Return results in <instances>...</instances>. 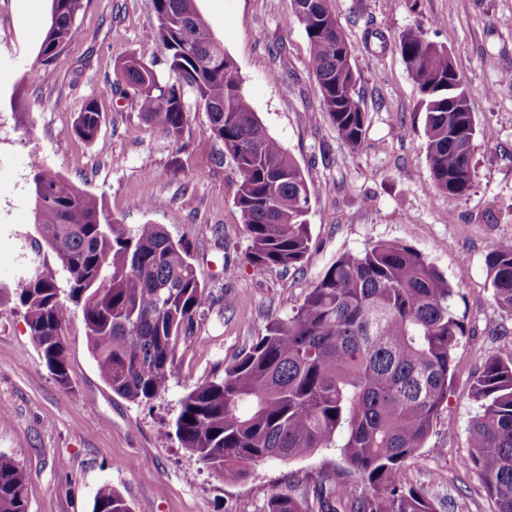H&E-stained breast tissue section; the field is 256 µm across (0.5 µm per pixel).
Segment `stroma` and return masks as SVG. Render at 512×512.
<instances>
[{
    "instance_id": "1",
    "label": "stroma",
    "mask_w": 512,
    "mask_h": 512,
    "mask_svg": "<svg viewBox=\"0 0 512 512\" xmlns=\"http://www.w3.org/2000/svg\"><path fill=\"white\" fill-rule=\"evenodd\" d=\"M352 47L356 86L368 112L363 143L350 150L321 110L308 45L291 0H198L214 36L234 59L242 89L267 128L299 164L310 189V257L300 268L259 269L234 205L231 159L205 135L207 113L186 93L189 122L177 146L146 122L132 94L117 91V58L132 55L167 76L147 37L150 0H88L80 36L50 63L39 54L50 0H0V454L26 474L28 512H92L98 491H118L132 512H265L275 492L312 493L342 479L335 449L291 462L270 459L224 481L182 448L174 420L182 399L222 376L267 325L289 317L341 255L377 242L407 245L455 288L454 311L470 327L454 351V380L426 448L404 466L405 483L438 512H496L480 475L460 466L477 411L471 385L488 357L512 358V316L492 300L485 258L512 243V0H329ZM420 27L445 45L468 91L477 127L474 187L457 203L431 186L419 93L397 48ZM49 66L53 77L23 81ZM31 114L18 124L15 99ZM103 121L82 140L74 124L86 101ZM40 162L102 198L116 222L159 224L190 248L209 302L176 346L165 392L147 403L113 393L89 352L79 307L64 331L69 386L41 357L12 293L15 283L54 269L34 224L31 165ZM157 197L164 205L144 209Z\"/></svg>"
}]
</instances>
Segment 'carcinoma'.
Segmentation results:
<instances>
[{
  "label": "carcinoma",
  "instance_id": "cac0c4a2",
  "mask_svg": "<svg viewBox=\"0 0 512 512\" xmlns=\"http://www.w3.org/2000/svg\"><path fill=\"white\" fill-rule=\"evenodd\" d=\"M87 0H51L40 55L49 61L79 36L76 17ZM148 37L164 52V80L136 57L118 59L122 92L175 142L189 121L184 90L209 116L206 135L222 144L239 180L234 204L256 267L297 268L308 259L310 190L300 166L261 123L242 92L232 57L211 36L197 0H151ZM297 15L308 42L309 68L325 112L351 149L368 120L356 92L351 47L328 0ZM398 48L420 92L433 189L455 203L474 186L472 112H457L467 91L448 50L418 28ZM102 113L86 102L76 134L92 141ZM490 139L493 132H480ZM34 224L62 278L36 272L13 294L30 335L55 380L70 385L63 329L69 307L82 308L90 350L117 395L150 402L168 386L181 331L206 304L189 247L158 224L133 229L109 219L99 199L39 163L32 166ZM493 298L512 316V244L486 256ZM455 289L431 262L399 243H377L339 257L285 320L271 322L224 368L181 401L175 434L182 446L228 481L266 459L291 461L336 449L365 493L342 481L316 485L313 498L274 493L266 512H435L406 487L405 461L425 447L453 378V352L469 329L453 310ZM479 403L469 427L464 469L477 470L496 512H512V358L490 357L474 380ZM26 475L0 454V512H28ZM93 512H132L117 491L99 490Z\"/></svg>",
  "mask_w": 512,
  "mask_h": 512
}]
</instances>
